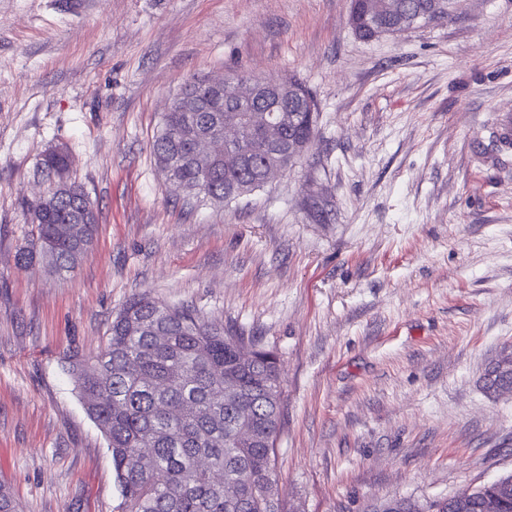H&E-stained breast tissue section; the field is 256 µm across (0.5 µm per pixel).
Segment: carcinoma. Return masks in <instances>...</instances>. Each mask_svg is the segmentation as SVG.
<instances>
[{
	"instance_id": "carcinoma-1",
	"label": "carcinoma",
	"mask_w": 512,
	"mask_h": 512,
	"mask_svg": "<svg viewBox=\"0 0 512 512\" xmlns=\"http://www.w3.org/2000/svg\"><path fill=\"white\" fill-rule=\"evenodd\" d=\"M369 3L350 0L349 22L363 40L377 38ZM285 80L291 86L289 98L234 103L241 133L231 149L239 161L204 169L193 154L195 142L211 119L224 122L225 113L195 111L210 91L201 80L187 82L152 143L159 167L175 174L172 190L228 204L258 188L264 169L276 163L255 130L257 117L267 110H289L284 133L306 151L314 138L318 104L295 76ZM42 165L66 169L65 148H50ZM28 215L37 236L21 259L43 260L60 277L73 271L76 255L88 251L95 231V225L83 224L81 235L55 242L58 225L81 218L76 200L69 195L35 201ZM159 333L168 338L161 347L153 342ZM243 344L244 337L203 321L189 306L136 294L112 321L94 358L70 356L68 373L80 401L107 440L120 512H284L274 492L276 443L284 428L279 360L255 344L252 357L244 360L238 355ZM482 383L490 395L512 390V371L500 370L494 361ZM244 410L250 414L248 440L237 436ZM214 473L223 475V483L212 481ZM382 512H512V475L475 488L466 500L392 498L382 504Z\"/></svg>"
}]
</instances>
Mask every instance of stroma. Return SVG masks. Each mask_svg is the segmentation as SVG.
<instances>
[{
	"instance_id": "1",
	"label": "stroma",
	"mask_w": 512,
	"mask_h": 512,
	"mask_svg": "<svg viewBox=\"0 0 512 512\" xmlns=\"http://www.w3.org/2000/svg\"><path fill=\"white\" fill-rule=\"evenodd\" d=\"M349 0H0V480L21 512H117L104 436L67 372L150 294L273 350L288 512H373L512 474V0L358 39ZM297 76L310 150L227 205L151 153L193 78ZM97 207L74 272L20 264L51 147ZM482 383L484 390L490 395L504 388L512 390V371H500L495 360L486 368Z\"/></svg>"
}]
</instances>
